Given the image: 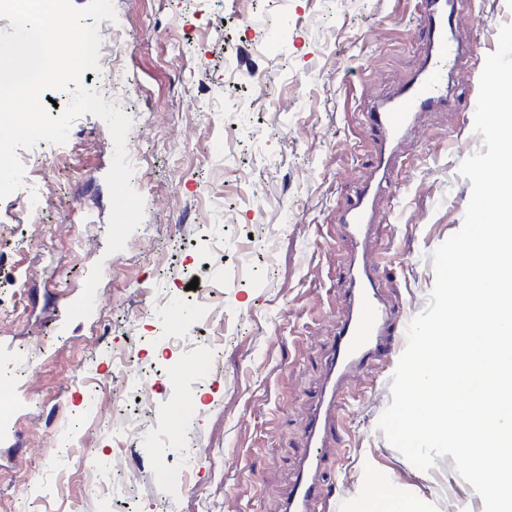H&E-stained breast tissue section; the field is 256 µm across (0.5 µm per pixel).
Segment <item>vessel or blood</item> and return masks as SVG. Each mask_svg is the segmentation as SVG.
<instances>
[{
    "mask_svg": "<svg viewBox=\"0 0 512 512\" xmlns=\"http://www.w3.org/2000/svg\"><path fill=\"white\" fill-rule=\"evenodd\" d=\"M424 23L419 31L428 51L416 74L365 114L375 132L373 174L356 187L341 210L342 239L351 249L344 273L348 305L334 336L327 375L314 396L301 452V464L286 502V512H334L324 502L319 473L324 451L338 440V407L342 389L353 374L369 369L396 350V318L381 294L376 262L367 249L376 202L382 195H398L401 183L394 173L401 166L400 146L415 133L422 113L454 110L448 94V75L459 64L456 21L451 0H422Z\"/></svg>",
    "mask_w": 512,
    "mask_h": 512,
    "instance_id": "obj_1",
    "label": "vessel or blood"
}]
</instances>
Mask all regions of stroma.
I'll return each mask as SVG.
<instances>
[{"mask_svg":"<svg viewBox=\"0 0 512 512\" xmlns=\"http://www.w3.org/2000/svg\"><path fill=\"white\" fill-rule=\"evenodd\" d=\"M101 39L123 31V76L93 81L133 119L132 175L145 201L140 227L107 253L106 175L114 143L84 114L68 139L22 149L24 186L0 201V375L10 416L0 429V512H283L299 466L313 395L325 378L346 311L345 248L337 212L371 173L374 140L361 114L418 68L420 0H113ZM456 37L473 55L449 81L476 99L512 0H455ZM258 22L244 30V18ZM482 147L464 111L428 112L403 146V196L378 201L370 250L403 322L429 304L432 252L462 226L471 182L461 163ZM265 185L253 198L250 181ZM42 188L43 222L28 197ZM41 234L43 245L33 244ZM225 273L214 280V270ZM197 289H190V282ZM93 286L95 307L75 305ZM216 304L226 318L221 366L207 347L186 356L167 343L160 300ZM131 356L158 386L155 424L168 448L139 447L138 393L117 357ZM391 357L355 376L344 434L324 458L325 486L343 512H362L375 474L420 512H483L451 456L415 467L378 421L391 403ZM192 469L190 487L172 478Z\"/></svg>","mask_w":512,"mask_h":512,"instance_id":"1","label":"stroma"}]
</instances>
